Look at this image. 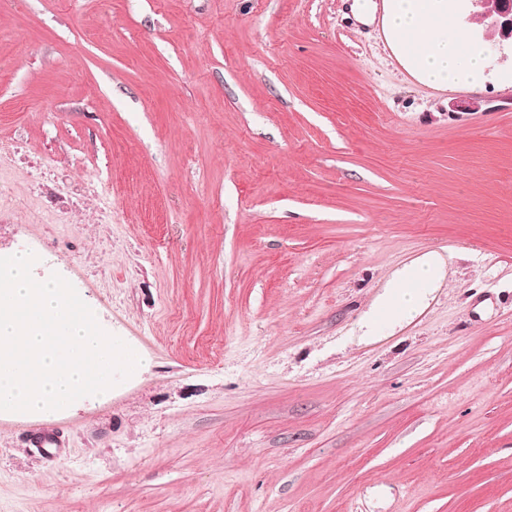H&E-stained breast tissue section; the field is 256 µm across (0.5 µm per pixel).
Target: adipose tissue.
<instances>
[{"mask_svg": "<svg viewBox=\"0 0 512 512\" xmlns=\"http://www.w3.org/2000/svg\"><path fill=\"white\" fill-rule=\"evenodd\" d=\"M459 0H352L350 9L362 23L380 21L386 38L409 33L415 38L412 52L415 67L410 74L426 86L443 89L451 83L473 82L484 73L483 51L456 26ZM427 279L430 289L438 288L445 275V261L427 255L397 271L372 308L390 310L395 323L413 319L426 304L428 292L416 293L407 287L410 271ZM367 316L365 338L377 334L376 319Z\"/></svg>", "mask_w": 512, "mask_h": 512, "instance_id": "adipose-tissue-1", "label": "adipose tissue"}]
</instances>
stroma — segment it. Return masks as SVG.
<instances>
[{
  "label": "stroma",
  "instance_id": "obj_1",
  "mask_svg": "<svg viewBox=\"0 0 512 512\" xmlns=\"http://www.w3.org/2000/svg\"><path fill=\"white\" fill-rule=\"evenodd\" d=\"M351 0H0V138L112 183L0 224L140 363L0 419V512H512V61L435 90ZM479 98L477 113L453 102ZM446 275L360 341L393 274ZM416 270L421 278L428 280L429 286L423 293H416L405 288L410 271ZM445 275V261L438 255H427L411 262L410 265L397 271L388 281L384 291L374 301L372 308L364 322L367 330L360 336L366 340L377 335L375 315L377 311L387 309L393 315L391 327L413 319L426 304L429 296L439 287ZM401 294L402 303L395 305V300Z\"/></svg>",
  "mask_w": 512,
  "mask_h": 512
}]
</instances>
